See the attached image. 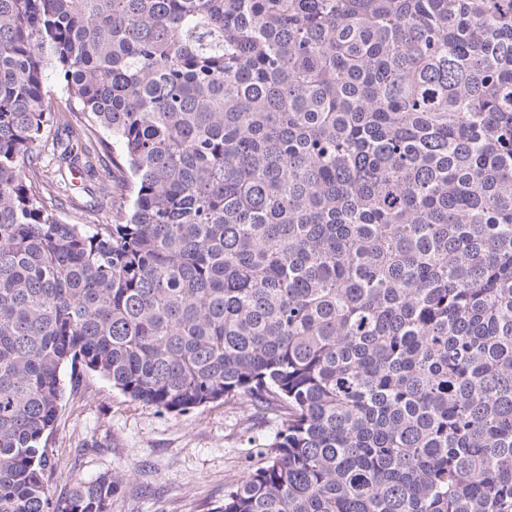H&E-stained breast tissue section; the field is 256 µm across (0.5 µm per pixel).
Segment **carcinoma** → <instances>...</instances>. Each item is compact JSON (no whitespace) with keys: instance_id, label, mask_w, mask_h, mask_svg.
Here are the masks:
<instances>
[{"instance_id":"1","label":"carcinoma","mask_w":512,"mask_h":512,"mask_svg":"<svg viewBox=\"0 0 512 512\" xmlns=\"http://www.w3.org/2000/svg\"><path fill=\"white\" fill-rule=\"evenodd\" d=\"M66 366L278 418L218 512H512V0H0V512L128 481L51 494ZM68 173V178H72V186L69 192V199L63 200L61 207L62 217L69 224H87L86 212L82 209L83 201L89 199L84 193L83 187L89 185L88 178L80 174L76 169H73L72 175Z\"/></svg>"}]
</instances>
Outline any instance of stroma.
Here are the masks:
<instances>
[{
	"mask_svg": "<svg viewBox=\"0 0 512 512\" xmlns=\"http://www.w3.org/2000/svg\"><path fill=\"white\" fill-rule=\"evenodd\" d=\"M61 378L49 484L62 496L75 482L122 472L129 482L110 512H215L247 474L251 438L269 437L278 425L246 398L232 408L210 403L170 413L131 400L95 373L75 381L66 368ZM92 440L101 451H83Z\"/></svg>",
	"mask_w": 512,
	"mask_h": 512,
	"instance_id": "obj_1",
	"label": "stroma"
}]
</instances>
